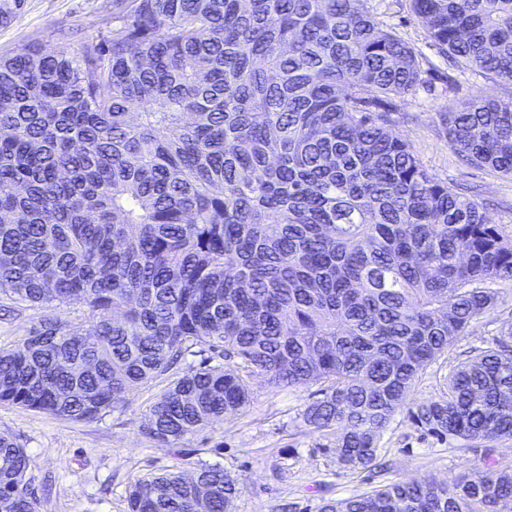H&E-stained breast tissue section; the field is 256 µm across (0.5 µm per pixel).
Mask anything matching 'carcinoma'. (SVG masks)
Masks as SVG:
<instances>
[{"label": "carcinoma", "instance_id": "carcinoma-1", "mask_svg": "<svg viewBox=\"0 0 512 512\" xmlns=\"http://www.w3.org/2000/svg\"><path fill=\"white\" fill-rule=\"evenodd\" d=\"M25 0H0V24ZM457 68L512 81V0H411ZM420 53L366 0H112L70 55L0 58V297L54 310L0 349V403L73 421L198 347L151 406L170 447L244 409L251 380L321 384L303 419L370 471L419 375L497 308L512 236L430 174L393 127ZM467 165L512 176V98L444 115ZM477 445L512 440V324L409 411ZM31 460L0 433V512H37ZM214 465L136 480L128 512H224ZM320 512H512V470L391 480Z\"/></svg>", "mask_w": 512, "mask_h": 512}]
</instances>
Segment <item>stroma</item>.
<instances>
[{
  "label": "stroma",
  "instance_id": "obj_1",
  "mask_svg": "<svg viewBox=\"0 0 512 512\" xmlns=\"http://www.w3.org/2000/svg\"><path fill=\"white\" fill-rule=\"evenodd\" d=\"M106 0H26L10 23L0 25V57L9 58L40 43L71 53L112 21ZM384 27L409 42L423 58L422 82L413 94L398 99L394 129L408 142L429 172L450 186L478 192L492 223L512 229V176L489 168L464 165L450 149L445 112L460 99L481 91L503 98L512 85L493 83L475 68L449 71L431 47L424 22L409 0H367ZM454 74L458 90L447 93L444 78ZM495 313L482 318L445 356L429 366L404 399L399 413L379 438L381 455L391 466L389 477L405 480L430 475L440 481L458 478L494 463L512 467V441H495L494 454L465 448L463 442L438 440L409 418L417 404L439 397L448 373L467 351L486 346L504 322L512 323V281L498 283ZM46 309L0 300V348L19 347ZM200 355L186 356L172 375L131 390L122 408L92 421L0 405V433L13 435L31 459L38 512H127V493L136 479L172 469L193 473L199 463L218 465L236 475L240 492L231 512H318L327 500L342 499L383 485L386 478L367 477L336 461V430L317 431L303 421V411L317 396V385L277 388L266 378L252 380L251 401L237 414L214 422L170 447L147 436L141 426L151 405L172 377L198 367Z\"/></svg>",
  "mask_w": 512,
  "mask_h": 512
}]
</instances>
